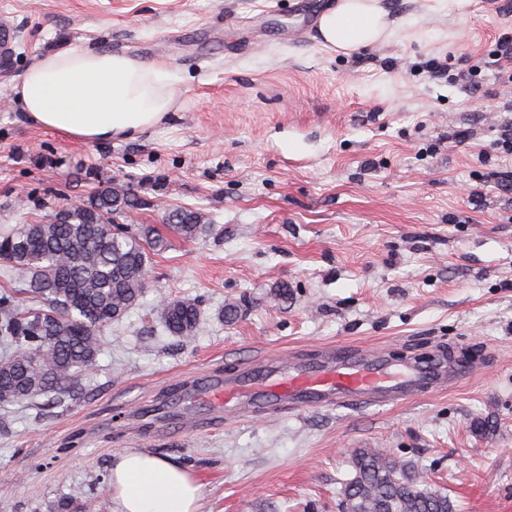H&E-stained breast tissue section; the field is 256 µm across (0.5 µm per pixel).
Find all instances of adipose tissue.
<instances>
[{"label": "adipose tissue", "mask_w": 512, "mask_h": 512, "mask_svg": "<svg viewBox=\"0 0 512 512\" xmlns=\"http://www.w3.org/2000/svg\"><path fill=\"white\" fill-rule=\"evenodd\" d=\"M324 46L354 52L392 32L380 0H341L318 23ZM173 80L161 63L97 50L70 49L42 56L15 91L42 128L84 141L131 137L170 112ZM117 512H199L202 486L163 457L124 451L112 459Z\"/></svg>", "instance_id": "obj_1"}]
</instances>
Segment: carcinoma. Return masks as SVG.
Masks as SVG:
<instances>
[{"label": "carcinoma", "mask_w": 512, "mask_h": 512, "mask_svg": "<svg viewBox=\"0 0 512 512\" xmlns=\"http://www.w3.org/2000/svg\"><path fill=\"white\" fill-rule=\"evenodd\" d=\"M137 207V198L117 186L48 221L0 231L3 267L19 273L21 284L0 288L1 406L80 387L104 331L139 304L149 287V251L166 249L167 240L149 228L111 223ZM167 223L186 240L204 227L190 209L169 212ZM157 313L169 335L188 340L202 307L165 295ZM352 465L342 512H454L448 493L385 448L355 452Z\"/></svg>", "instance_id": "obj_1"}]
</instances>
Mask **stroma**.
Wrapping results in <instances>:
<instances>
[{
	"instance_id": "35a3bbf8",
	"label": "stroma",
	"mask_w": 512,
	"mask_h": 512,
	"mask_svg": "<svg viewBox=\"0 0 512 512\" xmlns=\"http://www.w3.org/2000/svg\"><path fill=\"white\" fill-rule=\"evenodd\" d=\"M0 0L14 51L0 60V225L46 221L114 184L132 224L200 212L208 231L150 254L139 305L103 337L75 393L0 408V500L14 512H113V455L186 468L200 512H340L359 448L423 468L455 512H512V197L495 173L512 82L496 62L504 0L448 15L436 0H381L393 37L343 55L307 12L338 0ZM109 51L167 65L164 120L86 142L31 122L15 100L48 52ZM446 64L433 78V63ZM288 287L281 298L278 290ZM195 298L193 340L168 335L157 293ZM241 306L224 322L225 304ZM325 343L382 348L394 365L435 348L477 365L452 388L380 410L230 419L157 437L132 424L176 379L236 371Z\"/></svg>"
}]
</instances>
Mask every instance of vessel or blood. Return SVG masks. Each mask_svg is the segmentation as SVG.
Returning <instances> with one entry per match:
<instances>
[{"label": "vessel or blood", "instance_id": "1", "mask_svg": "<svg viewBox=\"0 0 512 512\" xmlns=\"http://www.w3.org/2000/svg\"><path fill=\"white\" fill-rule=\"evenodd\" d=\"M473 366L436 354L428 366L389 363L384 352L327 344L315 359L297 353L267 357L232 373L182 377L177 425L185 434L219 427L225 414L238 417L281 412L400 406L447 390L472 374Z\"/></svg>", "mask_w": 512, "mask_h": 512}]
</instances>
